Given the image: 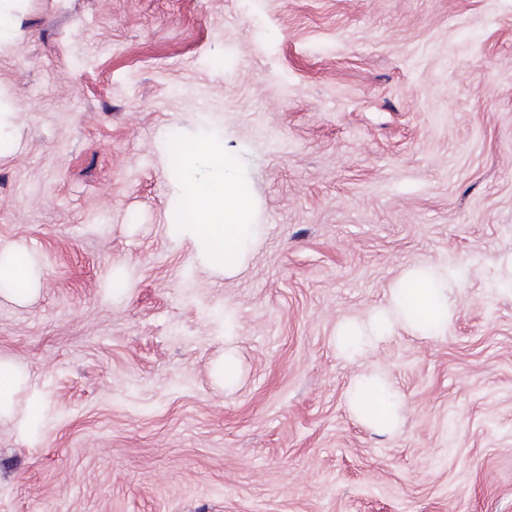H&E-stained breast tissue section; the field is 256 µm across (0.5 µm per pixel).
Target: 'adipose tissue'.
Listing matches in <instances>:
<instances>
[{"mask_svg": "<svg viewBox=\"0 0 512 512\" xmlns=\"http://www.w3.org/2000/svg\"><path fill=\"white\" fill-rule=\"evenodd\" d=\"M165 153L177 172L175 196L182 221L172 232L188 238L202 262L213 273L230 277L246 262L260 233L253 220L254 203L249 185L235 157L224 147V135L204 130L193 138L168 140ZM41 273L31 252L23 247H0V296L23 304L39 291ZM456 292L447 273L433 265L407 269L391 289L386 307L368 321L345 320L336 330V349L343 357L369 350L397 326L422 336H442L455 310ZM26 376L13 360L0 356V419L35 422L37 405L17 410L16 396ZM354 412L380 431L395 430L401 403L380 372L358 378L350 393Z\"/></svg>", "mask_w": 512, "mask_h": 512, "instance_id": "obj_1", "label": "adipose tissue"}]
</instances>
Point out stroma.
Segmentation results:
<instances>
[{"label":"stroma","mask_w":512,"mask_h":512,"mask_svg":"<svg viewBox=\"0 0 512 512\" xmlns=\"http://www.w3.org/2000/svg\"><path fill=\"white\" fill-rule=\"evenodd\" d=\"M202 128L262 226L229 278L168 229L161 143ZM0 138L41 270L0 297L41 411L0 420V512H512V0H23ZM425 263L465 273L444 336L341 357ZM349 399L354 412L371 427L380 431L398 427L401 403L380 372L373 371L358 378Z\"/></svg>","instance_id":"stroma-1"}]
</instances>
